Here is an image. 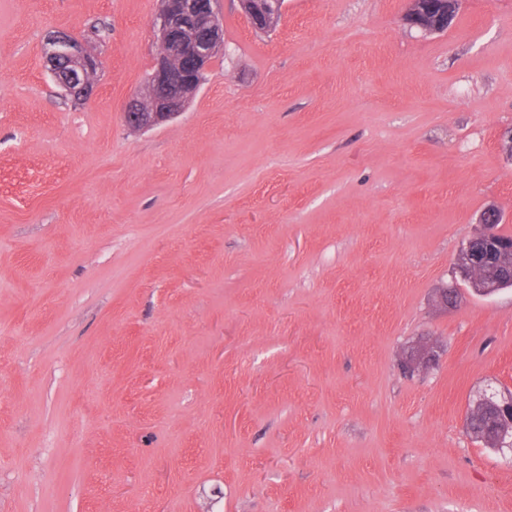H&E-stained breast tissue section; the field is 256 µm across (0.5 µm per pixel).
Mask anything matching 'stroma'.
Returning <instances> with one entry per match:
<instances>
[{
    "mask_svg": "<svg viewBox=\"0 0 512 512\" xmlns=\"http://www.w3.org/2000/svg\"><path fill=\"white\" fill-rule=\"evenodd\" d=\"M410 5L218 0L137 132L158 0H0V512H512L465 423L512 389V288L437 301L488 205L512 234V0ZM52 31L94 39L91 103ZM154 20L165 50L154 58L147 103L130 99L123 109L125 124L137 131L173 121L184 110L201 72L212 56L224 50V26L215 10L217 0H159ZM241 9L246 12L251 25L264 30L274 24L281 16V0H239ZM46 67L66 96L77 103L90 97L94 74L101 63L86 44L61 32L49 33L44 42ZM435 361L434 353L427 346L420 344L412 347L405 355L403 364L414 373L419 371L420 368L427 367Z\"/></svg>",
    "mask_w": 512,
    "mask_h": 512,
    "instance_id": "35a3bbf8",
    "label": "stroma"
}]
</instances>
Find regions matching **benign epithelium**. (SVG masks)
Returning <instances> with one entry per match:
<instances>
[{
	"label": "benign epithelium",
	"instance_id": "7a95c632",
	"mask_svg": "<svg viewBox=\"0 0 512 512\" xmlns=\"http://www.w3.org/2000/svg\"><path fill=\"white\" fill-rule=\"evenodd\" d=\"M160 7L154 20L157 38L163 51L153 62L147 101L129 100L123 109L125 124L137 131L153 129L176 119L184 110L187 89L197 87L201 72L212 56L224 50V26L215 10L217 0H159ZM283 0H239L251 25L264 30L281 16ZM46 67L65 95L77 103L90 97L93 76L100 67L97 55L86 44L61 32L48 34L44 42ZM497 213L488 207L481 217L483 230L461 245L455 265L460 279L478 283L475 248L486 246L499 251L504 263L512 261V244L498 240L492 215ZM435 361L434 353L420 344L411 348L403 359L410 372H415ZM499 398L502 410L499 428V445L511 446L507 438L512 436V396L488 388L480 401Z\"/></svg>",
	"mask_w": 512,
	"mask_h": 512
}]
</instances>
